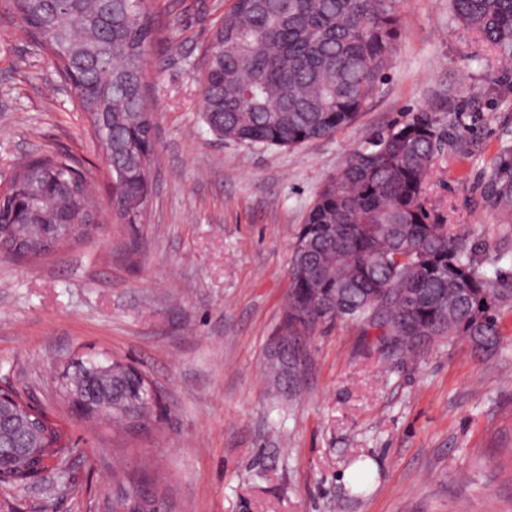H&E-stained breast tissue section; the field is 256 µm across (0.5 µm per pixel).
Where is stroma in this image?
<instances>
[{
  "instance_id": "obj_1",
  "label": "stroma",
  "mask_w": 512,
  "mask_h": 512,
  "mask_svg": "<svg viewBox=\"0 0 512 512\" xmlns=\"http://www.w3.org/2000/svg\"><path fill=\"white\" fill-rule=\"evenodd\" d=\"M231 0H148L157 138L142 224L98 225L40 259L0 256V387L20 391L75 450L66 476L0 486V512H112L115 468L163 487L164 512H512V308L490 354L464 336L391 355L349 322L306 341L296 394L269 390V354L296 233L318 188L380 128L429 114L444 138L428 206L486 243L512 277V215L484 192L512 148V69L448 0H400L401 35L360 119L293 150L244 146L201 116L200 58ZM87 163L100 147L75 91L0 0V187L21 159ZM135 364L159 422L123 435L61 398L80 355Z\"/></svg>"
}]
</instances>
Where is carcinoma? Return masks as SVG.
Segmentation results:
<instances>
[{"label": "carcinoma", "mask_w": 512, "mask_h": 512, "mask_svg": "<svg viewBox=\"0 0 512 512\" xmlns=\"http://www.w3.org/2000/svg\"><path fill=\"white\" fill-rule=\"evenodd\" d=\"M399 0H232L202 65L204 123L214 135L247 146L292 150L356 123L388 69L400 35ZM465 29L512 49V0H449ZM147 0H8L25 31L76 90L79 111L107 150L109 210L125 224L145 213L155 137L144 60L155 23ZM441 134L419 115L372 134L317 191L296 237L288 300L279 336L288 346L336 320L394 336L391 349L414 355L430 336H467L477 349L501 338L498 311L512 304V279L491 276L465 234L445 227L424 204ZM16 195L30 186L62 183L64 195L25 203L45 224L69 211L70 226L52 244L19 224L22 202L0 205V253L25 245L43 257L83 237L75 225L101 223L84 173L71 154L30 158L16 173ZM486 199L512 211V149L504 150ZM59 392L87 418L144 427L158 405L148 377L114 359L84 362L61 376ZM58 428L16 404H0V483L27 481L32 459L62 462L72 449ZM112 512H157L160 494L144 477L124 476Z\"/></svg>", "instance_id": "carcinoma-1"}]
</instances>
